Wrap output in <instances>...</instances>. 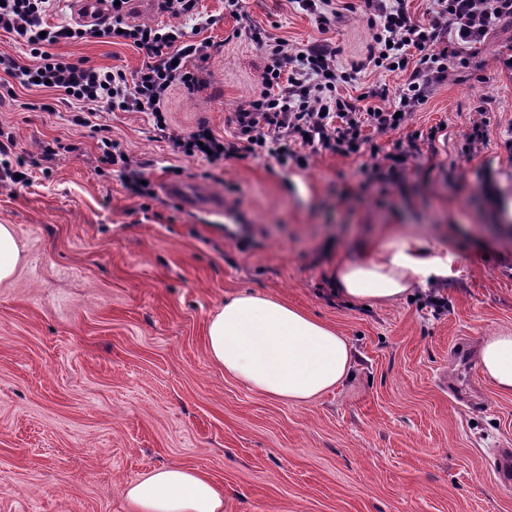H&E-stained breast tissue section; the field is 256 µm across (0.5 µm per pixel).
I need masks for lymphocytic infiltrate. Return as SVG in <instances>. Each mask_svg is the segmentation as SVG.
Masks as SVG:
<instances>
[{"label": "lymphocytic infiltrate", "instance_id": "1", "mask_svg": "<svg viewBox=\"0 0 512 512\" xmlns=\"http://www.w3.org/2000/svg\"><path fill=\"white\" fill-rule=\"evenodd\" d=\"M435 19L423 23L407 11L403 0H365L374 44L367 63L383 70L409 71L406 83L396 89L383 85L368 91L371 105L363 99L338 94L337 83L354 78L358 64L349 71L336 67L338 50L316 44L297 54L273 47L271 64L263 78L264 88L248 108L236 113L237 131L230 141L210 137L207 128L189 136L172 137L173 148L188 156L264 155L280 167L304 165L306 150L327 148L342 155L359 153L369 146L371 156H384L373 166L375 174L396 173L410 152L397 146L381 154L368 143L365 129L384 133L404 125L410 113L427 97L429 87L443 79L449 62L466 63L471 45L512 20V0H436ZM61 0H0V30L15 35L28 50L27 58L0 54V72L22 87L45 81L79 111L144 109L162 114V105L173 83L192 88L198 82L190 60L205 61L208 41L185 43L183 27L125 23L124 5L110 8L109 22L85 27L66 23L48 24ZM111 40L131 45L157 56L145 64L134 79L121 70L95 66L88 60L51 53L52 45L65 40Z\"/></svg>", "mask_w": 512, "mask_h": 512}]
</instances>
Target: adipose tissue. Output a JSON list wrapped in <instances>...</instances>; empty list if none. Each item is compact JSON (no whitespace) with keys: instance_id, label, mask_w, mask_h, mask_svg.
<instances>
[{"instance_id":"1","label":"adipose tissue","mask_w":512,"mask_h":512,"mask_svg":"<svg viewBox=\"0 0 512 512\" xmlns=\"http://www.w3.org/2000/svg\"><path fill=\"white\" fill-rule=\"evenodd\" d=\"M455 253L404 235L369 256L336 264L332 281L347 303L384 304L454 274ZM207 351L225 374L265 395L304 403L346 379L353 348L336 330L277 299L241 293L207 323ZM479 365L502 395L512 396V333L485 337ZM134 512H224V493L202 469L155 468L127 492Z\"/></svg>"}]
</instances>
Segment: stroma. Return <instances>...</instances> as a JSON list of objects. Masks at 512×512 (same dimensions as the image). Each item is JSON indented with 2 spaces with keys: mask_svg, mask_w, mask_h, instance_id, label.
<instances>
[{
  "mask_svg": "<svg viewBox=\"0 0 512 512\" xmlns=\"http://www.w3.org/2000/svg\"><path fill=\"white\" fill-rule=\"evenodd\" d=\"M329 25L296 0H199L211 42L199 83H174L162 120L103 110L77 123L56 92L0 87L13 158L37 160L26 185L0 184V224L24 260L0 282V512H133L126 493L153 468L205 471L224 512H512L489 463L512 450V397L480 373L487 336L512 332V24L449 63L406 124L372 133L404 168L372 175L369 150L209 162L170 134L232 139L235 114L263 88L270 46L317 42L339 70L373 45L362 0ZM55 53L116 66L146 51L83 40ZM483 137L464 154L473 131ZM149 182L124 186L101 140ZM192 183L198 206L169 196ZM413 234L459 256L433 294L348 305L331 272L388 237ZM270 295L348 338L351 375L305 403L225 376L206 324L226 298Z\"/></svg>",
  "mask_w": 512,
  "mask_h": 512,
  "instance_id": "obj_1",
  "label": "stroma"
}]
</instances>
